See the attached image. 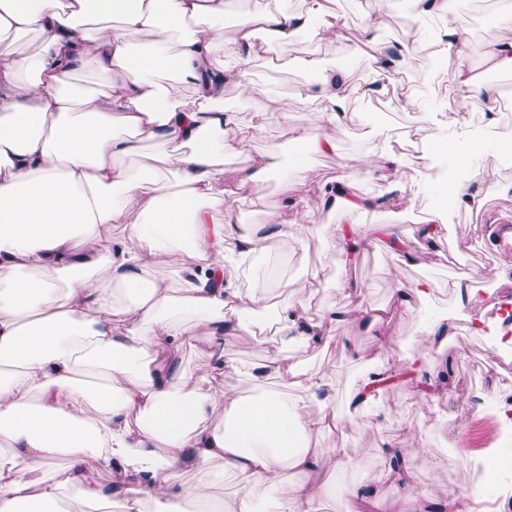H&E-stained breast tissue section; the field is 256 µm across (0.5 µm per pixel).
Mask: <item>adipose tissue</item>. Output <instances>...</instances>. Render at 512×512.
<instances>
[{
	"mask_svg": "<svg viewBox=\"0 0 512 512\" xmlns=\"http://www.w3.org/2000/svg\"><path fill=\"white\" fill-rule=\"evenodd\" d=\"M235 0H0V512H323L329 494L319 477L324 458L353 467L349 448L324 454L313 437L363 416L390 384L391 362L354 344L384 309L368 304L364 285L339 279L337 302L320 319L307 300L283 303L266 318L261 299L235 288L241 259L278 248L304 247V226L282 223L258 209L251 223L238 216L253 190L274 177L309 181L308 166L287 169L285 143L326 156L336 142L326 126L344 125L363 110L362 97L341 76L303 59L311 79L290 100H268L258 127L286 130L287 142L254 148V132L224 106V89L243 95L254 86L247 69L258 51L312 39L340 42L363 54L367 89L377 93L419 50L390 53L375 41L384 15L399 0H382L360 38L349 35L342 0H263L233 13ZM438 29V52L457 46L458 0H409ZM235 14L232 34L224 18ZM463 97L486 103L487 126L498 123L495 89L476 80L465 60L443 76ZM312 106L309 122H294V104ZM244 157L235 187H226L227 160ZM497 165L458 178V205L477 209L483 190L498 188ZM319 203L340 212L329 225L342 268H349L370 234H378L396 266L415 251L436 249L448 233L430 211L409 248L393 224L351 223L376 206L354 179L323 183ZM118 237H109L112 225ZM165 255L170 276L153 275ZM482 281L452 286L473 334L512 347L499 321L486 318ZM447 318L422 316L421 338L406 357L415 393L426 396L436 375L425 365ZM248 336L272 355L238 364L232 348ZM341 340L362 371L336 409L331 382L300 370L294 346ZM200 343L204 367L193 373L183 345ZM246 376L250 396L214 386L212 370ZM293 385L297 395L283 394ZM223 409V422L212 415ZM383 467L346 485L348 512H368L378 487L414 491L416 475L395 447L381 451ZM64 465H57L58 457ZM217 461L238 491L232 503L212 497L205 483L178 475ZM112 469L101 482L96 466Z\"/></svg>",
	"mask_w": 512,
	"mask_h": 512,
	"instance_id": "1",
	"label": "adipose tissue"
}]
</instances>
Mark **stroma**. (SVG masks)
I'll return each instance as SVG.
<instances>
[{
    "instance_id": "35a3bbf8",
    "label": "stroma",
    "mask_w": 512,
    "mask_h": 512,
    "mask_svg": "<svg viewBox=\"0 0 512 512\" xmlns=\"http://www.w3.org/2000/svg\"><path fill=\"white\" fill-rule=\"evenodd\" d=\"M503 8L502 0H464L460 25L470 31L467 61L480 80H487L490 68L482 61L484 44L496 37ZM395 26H382L378 32L386 46L405 42L408 31H415L421 40H429L434 28L432 22L412 13L408 4H401L395 14ZM313 57L326 67L346 73L352 93L363 94L369 80L367 69L358 56L346 54L336 43L298 41L290 46L273 49L270 55L258 56L251 63L252 77L262 92L287 96L293 87L308 77L299 58ZM418 94L417 102H408L396 87L379 95L365 96L364 108L371 111L383 108L388 115L395 145L404 163L411 168L419 165L415 135L419 126L436 131L439 125L451 121L449 86L435 81L427 62H407L399 71ZM485 103L471 100L462 110L470 129L482 148L469 157L470 168H482L490 160H497L502 191L490 192L477 210H453V226L438 253L426 255L418 264L405 268L402 277L407 285L430 277L439 284L435 297L425 310L434 316L452 315L455 300L448 292V279L457 274H485L491 287L487 291V305L512 299V244L490 246L489 233H500L512 227V147L503 142L494 131H488L475 119L482 115ZM428 121H421V114ZM338 150L332 156H313L307 163L315 168L318 180L305 185H282L271 181L260 194L265 206L280 212L284 222H292L298 206L314 209L312 223L304 234L306 249L288 248L267 261L265 270H249L240 274L237 285L244 291L266 296L269 302L279 304L295 299L312 271H319L321 284L309 302V312L319 316L329 304L336 302V281L342 274H350L370 287L374 304L390 301L392 261L373 243L362 247L354 266L342 271L335 261L331 241L326 232L333 223L332 212L319 206V184L345 175L343 159L369 150L373 141L362 122L329 127ZM458 162L453 151L438 149L437 154L424 165L426 177L419 186L411 187L383 207L355 216L358 224H395L401 231L412 232L424 211L437 208L438 194L451 180V172ZM294 361L316 371L332 381L338 393H346L359 367L352 362L340 344L315 345L295 350ZM439 382L451 394V401L431 399L419 403L411 385L401 384L386 393L382 407L390 410L392 421L382 423L368 417L348 426L344 431L320 435L316 444L321 448L336 446L355 448L359 454L353 468L336 471L326 469L325 479L335 494L327 504L326 512H346L340 494L346 484L355 480L361 471L378 468L380 460L375 450L386 440L403 444L412 457L419 474V487L426 498L436 500L448 495L451 487L478 484L481 494L495 498L500 482L512 479V473L499 461L492 460L481 475H474L467 464L473 456L484 455L487 447L512 449V438L498 439L496 405L512 397V354L507 355L480 336L470 335L465 326H457L442 352L437 354Z\"/></svg>"
}]
</instances>
